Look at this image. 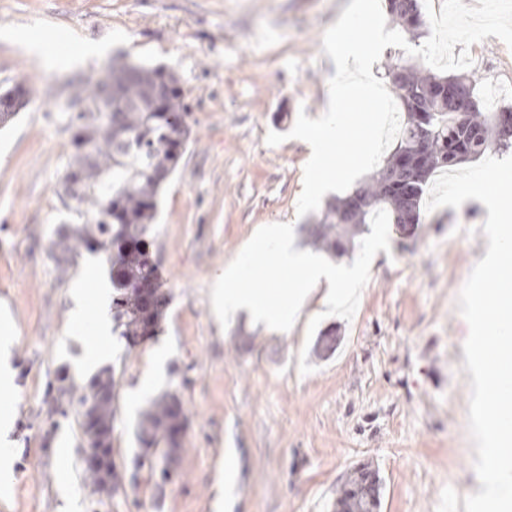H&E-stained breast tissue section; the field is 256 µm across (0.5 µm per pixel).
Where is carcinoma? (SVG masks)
I'll use <instances>...</instances> for the list:
<instances>
[{
  "label": "carcinoma",
  "instance_id": "cac0c4a2",
  "mask_svg": "<svg viewBox=\"0 0 512 512\" xmlns=\"http://www.w3.org/2000/svg\"><path fill=\"white\" fill-rule=\"evenodd\" d=\"M386 9L403 30L416 36L425 27L420 0H386ZM134 77L109 69L91 83L87 94L70 104L68 128L73 152L62 178L64 191L75 190L74 211L82 223L65 225L52 241V251L67 262L80 249L105 255L112 275L114 319L121 336L145 335L147 323L158 327L162 317L159 300L144 302L141 288L154 282L155 269L147 246L153 235L158 196L178 169L192 130L179 131L178 149H172V120L187 114L179 80L170 75L171 87L157 96L163 68L133 65ZM385 74L406 112L398 140L384 165L351 195L329 203L308 229L311 244L334 256H343L355 237L371 223L379 209L390 223L401 227L420 223V200L430 174L437 168L485 153L491 146H512V127L495 124L496 113L477 104L462 110L459 94L474 96L476 81L466 73L437 76L401 56H387ZM112 86V101L102 89ZM117 120L107 123V107ZM429 136L421 154L416 148L420 132ZM115 373L106 370L83 388L78 407L93 409L97 428L84 430L86 439L104 437L112 444L116 410ZM179 395L169 391L145 410L138 426L140 445L170 447V435L186 426ZM378 472L369 466L356 468L336 491L334 512H379L380 482L366 485V477Z\"/></svg>",
  "mask_w": 512,
  "mask_h": 512
}]
</instances>
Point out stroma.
<instances>
[{"instance_id":"35a3bbf8","label":"stroma","mask_w":512,"mask_h":512,"mask_svg":"<svg viewBox=\"0 0 512 512\" xmlns=\"http://www.w3.org/2000/svg\"><path fill=\"white\" fill-rule=\"evenodd\" d=\"M350 0H0V89L22 82L31 101L0 127V304L15 320L13 464L0 512H334L359 464L381 478L380 512H465L479 492L468 429L469 328L459 293L488 240L486 207L423 211L416 229L390 227L352 320L322 317L312 294L286 332L248 316L219 328L211 286L264 225L293 224L308 249L313 214L298 216L308 151L289 138L299 113L315 119L336 72L323 35ZM42 39L45 57L27 49ZM109 44L83 58L86 43ZM478 91L512 86V49L496 37L470 48ZM162 66L183 89L192 138L162 189L152 257L168 303L154 336L113 338L119 381L112 446L137 481L114 494L84 479L86 441L76 392L88 384L71 317L83 268L57 264L51 243L76 217L62 194L71 153L64 109L113 60ZM286 134L270 146L268 132ZM335 329L336 351L307 341V325ZM312 371L301 374L300 360ZM67 380H60V372ZM177 391L187 416L170 480L134 470L139 415ZM235 457L238 472L222 477Z\"/></svg>"}]
</instances>
